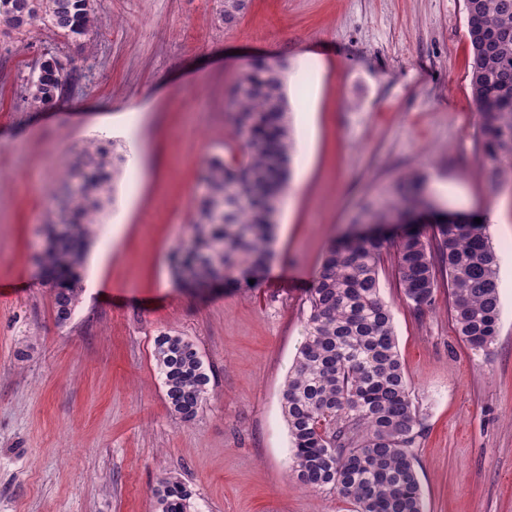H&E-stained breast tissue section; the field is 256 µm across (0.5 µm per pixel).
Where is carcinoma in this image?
Instances as JSON below:
<instances>
[{"mask_svg": "<svg viewBox=\"0 0 512 512\" xmlns=\"http://www.w3.org/2000/svg\"><path fill=\"white\" fill-rule=\"evenodd\" d=\"M249 2L222 0L224 27L236 26ZM465 10L482 163L512 181V0H465ZM96 23L95 0H0V25L14 30L41 24L77 40ZM285 69L282 63L262 65L243 73L228 91L239 154L211 158L201 175L207 192L196 206L192 234L171 255L182 285L248 287L265 276L291 175ZM73 72L57 59L45 64L27 88L29 106L51 104ZM113 160L123 157L102 146L83 150L65 169L54 220L45 225L40 265L61 324L70 319L82 291L88 226L109 190ZM404 180L413 184L411 193L396 187L390 197L366 206L373 223L430 207L418 174ZM475 218L439 220L432 244L418 226L402 224L392 238L357 235L328 247L282 393L292 473L305 487L334 491L355 512H426L411 453L419 418L379 275L384 255L394 251L403 299L418 312L433 305L438 276L446 277L457 335L472 350L489 349L501 318L499 257L486 224ZM153 358L170 411L192 421L211 381L197 346L183 336L161 333ZM152 494L156 512H192V492L175 476L159 478Z\"/></svg>", "mask_w": 512, "mask_h": 512, "instance_id": "obj_1", "label": "carcinoma"}]
</instances>
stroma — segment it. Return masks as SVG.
Listing matches in <instances>:
<instances>
[{"mask_svg": "<svg viewBox=\"0 0 512 512\" xmlns=\"http://www.w3.org/2000/svg\"><path fill=\"white\" fill-rule=\"evenodd\" d=\"M96 0L70 40L0 27V512H156L157 479L193 512H353L291 472L282 390L324 251L365 202L410 172L442 212L495 209L502 315L490 352L457 335L448 284L423 313L380 272L421 425L412 454L427 512H512V185L476 147L464 0ZM66 94L25 101L46 59ZM285 63L295 152L274 258L254 288L201 294L170 254L189 238L204 162L227 156V89L255 61ZM112 120L111 134L97 128ZM91 143L126 157L95 227L82 292L58 323L37 256L63 164ZM191 340L211 370L194 420L171 413L153 348ZM251 0H222L220 18L225 28H233L245 14ZM152 494L157 512H192V492L178 477L159 478Z\"/></svg>", "mask_w": 512, "mask_h": 512, "instance_id": "1", "label": "stroma"}]
</instances>
